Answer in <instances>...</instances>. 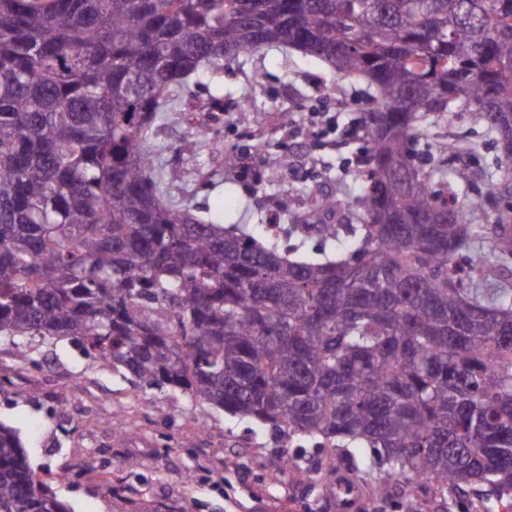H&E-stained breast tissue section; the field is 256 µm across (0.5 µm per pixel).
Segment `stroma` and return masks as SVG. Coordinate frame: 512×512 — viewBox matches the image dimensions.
<instances>
[{
  "mask_svg": "<svg viewBox=\"0 0 512 512\" xmlns=\"http://www.w3.org/2000/svg\"><path fill=\"white\" fill-rule=\"evenodd\" d=\"M366 90L283 47L225 59L221 86L189 87L158 127L155 164L174 196L203 211L223 201L225 224L248 225L261 239L276 225L279 247L292 256H349L351 216L339 211L336 238L324 239L307 201L361 193ZM244 102L253 107L245 128L237 121ZM285 112L295 120L283 122ZM199 125L210 130L199 155H178ZM424 127L430 147L420 160L445 171L449 197L461 204L491 197L488 226L498 213L512 214V196L492 189L500 153L486 124L459 107L429 116ZM460 167L472 172L471 182L453 179ZM0 421L19 430L32 469L72 512H336L320 470L327 449L184 392L132 383L70 339L32 345L25 361L0 342ZM288 457L293 466L282 467ZM336 466L364 491L356 512H408L404 491L374 493L362 457L337 454Z\"/></svg>",
  "mask_w": 512,
  "mask_h": 512,
  "instance_id": "35a3bbf8",
  "label": "stroma"
}]
</instances>
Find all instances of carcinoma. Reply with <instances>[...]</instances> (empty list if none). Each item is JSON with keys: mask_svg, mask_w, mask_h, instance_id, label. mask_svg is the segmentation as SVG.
Segmentation results:
<instances>
[{"mask_svg": "<svg viewBox=\"0 0 512 512\" xmlns=\"http://www.w3.org/2000/svg\"><path fill=\"white\" fill-rule=\"evenodd\" d=\"M293 48L371 89L348 258L291 260L173 197L149 132L188 79ZM466 105L512 194V0H0V340L73 339L131 380L371 454L374 491L427 479L512 512V247L473 250L415 164ZM355 448H350V445ZM0 512H68L0 423Z\"/></svg>", "mask_w": 512, "mask_h": 512, "instance_id": "obj_1", "label": "carcinoma"}]
</instances>
